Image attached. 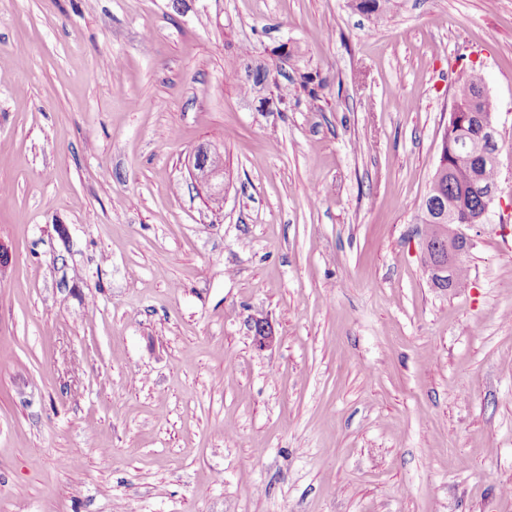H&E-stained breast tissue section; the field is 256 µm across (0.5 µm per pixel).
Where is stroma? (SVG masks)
<instances>
[{
  "label": "stroma",
  "mask_w": 512,
  "mask_h": 512,
  "mask_svg": "<svg viewBox=\"0 0 512 512\" xmlns=\"http://www.w3.org/2000/svg\"><path fill=\"white\" fill-rule=\"evenodd\" d=\"M472 68L499 199L436 288ZM510 198L512 0H0V512H512ZM484 83V78L475 71L464 74L458 78L453 97L460 109H466L467 112L470 113L492 112V104L490 108L485 111L482 103L479 102L481 86ZM205 153L208 161L202 165L199 158ZM188 168L195 182L207 185L215 194L224 191V170L216 162L210 145L198 146L188 157Z\"/></svg>",
  "instance_id": "obj_1"
}]
</instances>
